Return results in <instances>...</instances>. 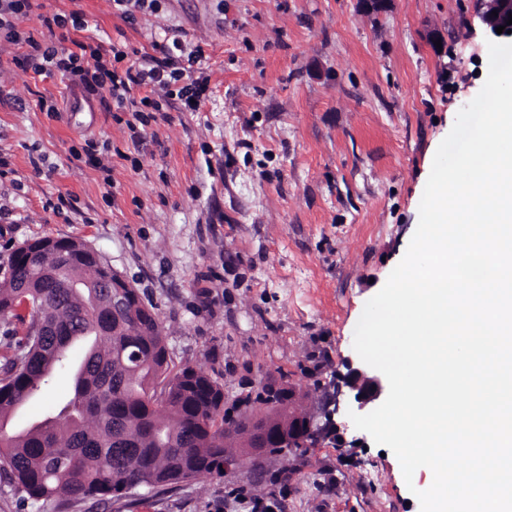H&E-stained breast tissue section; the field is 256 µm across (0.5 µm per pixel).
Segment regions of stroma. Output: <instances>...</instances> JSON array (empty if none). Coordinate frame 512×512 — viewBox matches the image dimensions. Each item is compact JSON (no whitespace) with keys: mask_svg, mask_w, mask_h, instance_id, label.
Returning a JSON list of instances; mask_svg holds the SVG:
<instances>
[{"mask_svg":"<svg viewBox=\"0 0 512 512\" xmlns=\"http://www.w3.org/2000/svg\"><path fill=\"white\" fill-rule=\"evenodd\" d=\"M470 0H160L127 21L113 0H36L0 42V279L43 237L91 245L152 304L172 368L224 387V411L265 388H293L322 418L336 376L357 361L366 302L406 254L435 152L481 90L489 36L460 29ZM79 11L72 39L125 64L180 39L202 49L182 81L206 76L200 108L163 105L132 142L127 113L59 72H23L25 37ZM100 159L96 169L88 156ZM340 406L346 447L298 448L98 509L56 500L27 509L0 481V512H224L263 478L288 512H421L393 451Z\"/></svg>","mask_w":512,"mask_h":512,"instance_id":"35a3bbf8","label":"stroma"}]
</instances>
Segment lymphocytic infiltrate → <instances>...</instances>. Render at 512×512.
<instances>
[{
    "label": "lymphocytic infiltrate",
    "mask_w": 512,
    "mask_h": 512,
    "mask_svg": "<svg viewBox=\"0 0 512 512\" xmlns=\"http://www.w3.org/2000/svg\"><path fill=\"white\" fill-rule=\"evenodd\" d=\"M30 51L23 59L25 68L34 73L43 74L52 71L69 73L78 76L80 81L92 91H107L116 106L117 111L130 113L127 123L130 132L147 125L153 117L158 103L154 98L158 92H175L185 110H196L207 85L196 81L182 84L184 62L199 61L201 50L186 51L179 41L162 47V59L149 58L143 60L137 67L117 70L116 61L122 60V51H114L112 60H104L100 48L80 44L78 50L72 51L62 46H41L36 40H29ZM144 88L141 98L130 95L132 87Z\"/></svg>",
    "instance_id": "lymphocytic-infiltrate-1"
}]
</instances>
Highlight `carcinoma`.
<instances>
[{
	"label": "carcinoma",
	"instance_id": "1",
	"mask_svg": "<svg viewBox=\"0 0 512 512\" xmlns=\"http://www.w3.org/2000/svg\"><path fill=\"white\" fill-rule=\"evenodd\" d=\"M108 273L84 247L55 253L39 240L16 251L0 281V478L34 506L110 501L136 488L165 490L224 474V457L261 446L255 428L236 422L224 447V386L185 364L170 368L166 336L135 291V317H112L98 288L65 281L104 280ZM74 344L83 356H70ZM68 372L73 394L42 418L10 430L16 411ZM293 392L266 389L288 422Z\"/></svg>",
	"mask_w": 512,
	"mask_h": 512
}]
</instances>
